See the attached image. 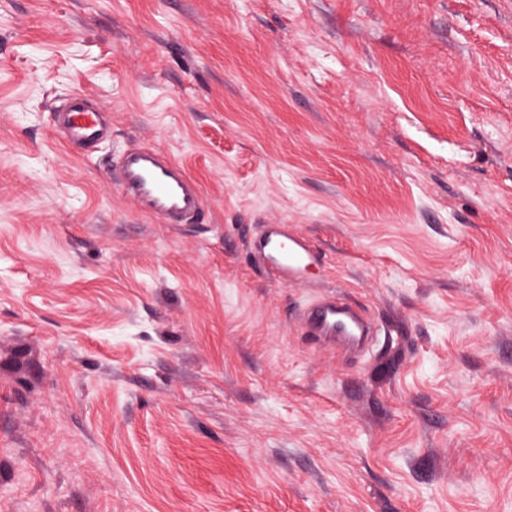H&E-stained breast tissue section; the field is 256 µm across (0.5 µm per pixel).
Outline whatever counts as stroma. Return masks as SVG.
Listing matches in <instances>:
<instances>
[{"label":"stroma","instance_id":"obj_1","mask_svg":"<svg viewBox=\"0 0 512 512\" xmlns=\"http://www.w3.org/2000/svg\"><path fill=\"white\" fill-rule=\"evenodd\" d=\"M325 295L391 336L307 344ZM0 512H512V0H0ZM51 112L53 128L69 143L89 149L112 136L101 114L90 106L82 92H73ZM112 179L143 211L163 224H182L195 215L204 218L199 187L155 147L125 148L112 165ZM248 248L255 264L277 283H297L310 266L324 260L307 238L288 230L287 224L263 225L249 238Z\"/></svg>","mask_w":512,"mask_h":512}]
</instances>
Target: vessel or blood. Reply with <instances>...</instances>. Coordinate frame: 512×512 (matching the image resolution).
Wrapping results in <instances>:
<instances>
[{
    "mask_svg": "<svg viewBox=\"0 0 512 512\" xmlns=\"http://www.w3.org/2000/svg\"><path fill=\"white\" fill-rule=\"evenodd\" d=\"M52 125L69 143L92 148L110 136L101 114L80 92L70 94L52 110ZM112 178L140 208L164 224H181L204 215L202 193L187 174L159 149L138 145L124 149L112 166ZM251 259L271 280L301 281L307 269L322 264V253L307 238L284 224L263 225L248 241ZM305 336L317 344L358 347L371 337L385 335L383 326L337 296H325L299 315Z\"/></svg>",
    "mask_w": 512,
    "mask_h": 512,
    "instance_id": "obj_1",
    "label": "vessel or blood"
}]
</instances>
